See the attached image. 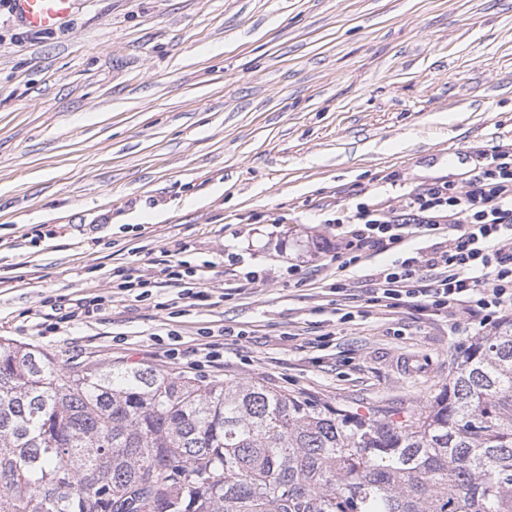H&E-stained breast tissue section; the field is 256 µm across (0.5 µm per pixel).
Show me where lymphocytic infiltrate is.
<instances>
[{"mask_svg":"<svg viewBox=\"0 0 512 512\" xmlns=\"http://www.w3.org/2000/svg\"><path fill=\"white\" fill-rule=\"evenodd\" d=\"M345 257L340 270L370 253L396 252L371 281V300L383 308L414 306L448 317L464 308L481 325L512 309V148L481 154L461 185L435 181L396 208L358 203L336 218ZM431 239L429 250L411 248Z\"/></svg>","mask_w":512,"mask_h":512,"instance_id":"1","label":"lymphocytic infiltrate"}]
</instances>
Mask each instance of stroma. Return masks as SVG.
I'll return each instance as SVG.
<instances>
[{"instance_id": "1", "label": "stroma", "mask_w": 512, "mask_h": 512, "mask_svg": "<svg viewBox=\"0 0 512 512\" xmlns=\"http://www.w3.org/2000/svg\"><path fill=\"white\" fill-rule=\"evenodd\" d=\"M510 144L512 0H73L46 32L1 5L0 337L63 369L416 408L477 317L373 305L390 252L330 292L340 251L319 244L337 210ZM183 260L203 271L191 301L167 280ZM120 276L154 282L149 299ZM98 295L105 315L37 335ZM221 327L223 366L195 369Z\"/></svg>"}]
</instances>
